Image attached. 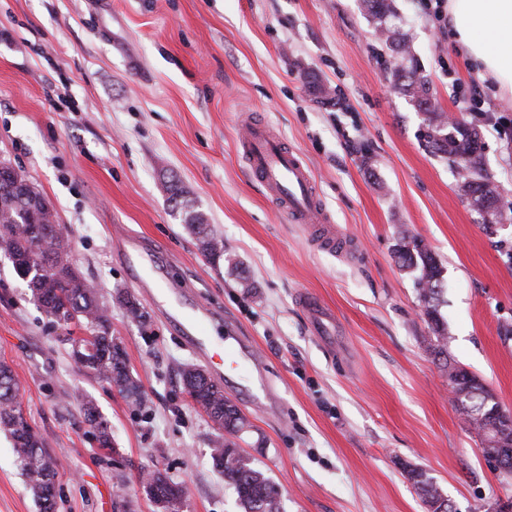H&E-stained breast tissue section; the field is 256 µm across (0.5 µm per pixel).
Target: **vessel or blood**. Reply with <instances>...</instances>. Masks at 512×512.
<instances>
[{
	"label": "vessel or blood",
	"mask_w": 512,
	"mask_h": 512,
	"mask_svg": "<svg viewBox=\"0 0 512 512\" xmlns=\"http://www.w3.org/2000/svg\"><path fill=\"white\" fill-rule=\"evenodd\" d=\"M242 146L253 177L271 191L283 212L292 220L319 225L317 244L335 250L340 237L325 224L315 185L299 154L257 124L247 128Z\"/></svg>",
	"instance_id": "obj_1"
}]
</instances>
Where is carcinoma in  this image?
<instances>
[{
    "label": "carcinoma",
    "mask_w": 512,
    "mask_h": 512,
    "mask_svg": "<svg viewBox=\"0 0 512 512\" xmlns=\"http://www.w3.org/2000/svg\"><path fill=\"white\" fill-rule=\"evenodd\" d=\"M362 8L374 22L376 39L392 60L387 73L395 88L426 115L424 138L427 147L453 167L460 164V157H467L463 163L467 176L459 183L460 195L469 200L486 223L497 222L502 217L499 186L485 169L483 146L460 129L448 128L443 113L436 110L429 82L421 75L412 54L409 35L400 27L394 0H362ZM29 188L38 199L36 205L18 194L3 191L0 184V200L6 206L0 212V253L10 255L14 273L28 275L25 285L51 322L73 323L89 332L87 336L70 337L71 357L77 366L119 386L131 406L142 407L141 386L128 371L125 350L108 331L111 327L108 306L73 265L66 243L45 238L46 222L53 216L52 208L34 184H29ZM185 223L204 256L214 263L224 259V244L203 215L188 211ZM396 254L403 267L415 272L419 302L436 334V352L446 358L448 333L438 314L443 273L440 263L424 241L415 236L402 237ZM47 261L55 262L57 267V272L49 277L39 273L42 263ZM444 367L448 369L455 407L477 437H482L486 422L495 419L490 413L480 411V396L473 394V391L485 388L484 383L477 375L448 361ZM182 382L185 388L200 390L199 398L205 405L206 414L220 430L212 442L211 459L215 467L224 470V481L232 486L244 512H281L275 485L230 440V436L250 427L247 417L224 396L223 387L203 381L198 369L184 370ZM19 391V381L13 370L0 362V431L10 436L13 454L27 488L40 501L54 486L59 461L44 449L38 434L30 431L18 402ZM83 410L85 421L100 447L112 448L111 428L93 402L84 401ZM142 474L149 476V480L143 482V488L160 512H182L183 488L173 492L168 477L158 470L144 468ZM407 478L424 503L436 504L444 500L437 483L424 471L409 469Z\"/></svg>",
    "instance_id": "cac0c4a2"
}]
</instances>
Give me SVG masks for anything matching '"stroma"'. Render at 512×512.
Here are the masks:
<instances>
[{
	"label": "stroma",
	"instance_id": "obj_1",
	"mask_svg": "<svg viewBox=\"0 0 512 512\" xmlns=\"http://www.w3.org/2000/svg\"><path fill=\"white\" fill-rule=\"evenodd\" d=\"M425 2L396 7L434 102L458 111L479 84L466 118L510 203L512 139L484 115L512 116V99L480 78ZM383 52L360 0H0V160L53 207L145 396L134 410L80 372L68 328L48 322L0 256V362L60 460L58 512H155L144 466L184 485L183 512H241L211 459L218 430L182 387L184 369L210 368L187 328L196 315L216 350L234 332L256 364L222 383L251 422L239 448L276 485L283 512H427L409 465L456 512H487L505 495L454 406L395 248L405 235L430 247L449 359L512 410V221L485 227L462 202ZM308 73L337 88L340 104L316 98ZM252 124L301 155L349 254L314 245L250 176L241 138ZM170 179L223 238L219 263L168 202ZM125 291L147 324L116 305ZM306 295L334 315L332 335L312 331ZM81 393L109 422L113 449L92 444ZM39 510L0 434V512ZM406 473L409 482H411V484L413 485L418 495L421 497L422 501L425 504H437L438 502L444 500V498L448 500V498L444 496V494L442 493L434 479L431 476L427 475L424 471L417 468H412L407 470ZM450 505H452L454 509L453 504L448 500V506L446 508V511L444 512L452 510Z\"/></svg>",
	"mask_w": 512,
	"mask_h": 512
}]
</instances>
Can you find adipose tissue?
<instances>
[{
  "instance_id": "1",
  "label": "adipose tissue",
  "mask_w": 512,
  "mask_h": 512,
  "mask_svg": "<svg viewBox=\"0 0 512 512\" xmlns=\"http://www.w3.org/2000/svg\"><path fill=\"white\" fill-rule=\"evenodd\" d=\"M447 14L458 51L512 97V0H448Z\"/></svg>"
}]
</instances>
